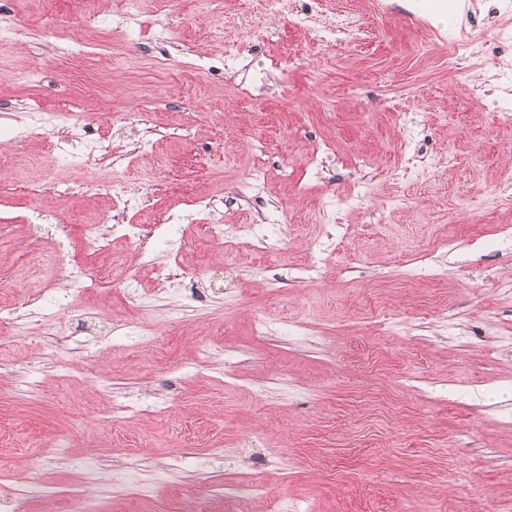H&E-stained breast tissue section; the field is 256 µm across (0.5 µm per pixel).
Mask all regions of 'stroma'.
<instances>
[{"mask_svg":"<svg viewBox=\"0 0 512 512\" xmlns=\"http://www.w3.org/2000/svg\"><path fill=\"white\" fill-rule=\"evenodd\" d=\"M463 3L452 17L448 0H354L376 36L340 30L328 46L283 20L246 25L236 0H140L133 40L86 23L111 17L116 0H0V15L27 31L0 48V230L11 240L0 249V306L44 290L54 224L73 227L65 263L100 261L84 225L108 204L105 172L64 156L63 138L105 131L111 161L150 141L124 170L131 187L163 185L137 222L205 195L227 226L250 221L224 192L266 142L261 200L282 225L270 252L211 242L191 212L171 225L155 242L158 265L178 262L181 277L213 290L196 302L142 273L153 295L145 343L128 333L134 314L118 288L86 299L101 333L83 329L58 293L70 360L94 364V386L53 367L34 340L38 311L0 332V464L43 475L23 512H72L79 498L100 512H142L149 501L161 512H266L232 496L252 472L302 512H512V345L500 340L512 332L500 294L512 286V240L500 232L512 226V183L500 177L512 168V65L488 48L480 64L461 61L467 80L448 70L460 30L512 34V0ZM60 17L81 31L84 54L54 32ZM160 25L174 37L164 56L148 47ZM231 48L273 65L256 100H242L241 74L222 69ZM201 57L210 72L188 78L186 63ZM34 69L42 79L15 80ZM129 110L145 124H113ZM40 111L83 121L22 137ZM322 140L333 150L308 172ZM356 183L366 191L344 211L335 253L307 273L319 201ZM188 231L196 247L177 253ZM412 258L426 276H401ZM257 315L270 335L253 334ZM297 321L311 331L291 332ZM201 343L210 356L197 366ZM32 371L43 385L35 399L19 385ZM126 397L168 411L126 418L113 408Z\"/></svg>","mask_w":512,"mask_h":512,"instance_id":"stroma-1","label":"stroma"}]
</instances>
